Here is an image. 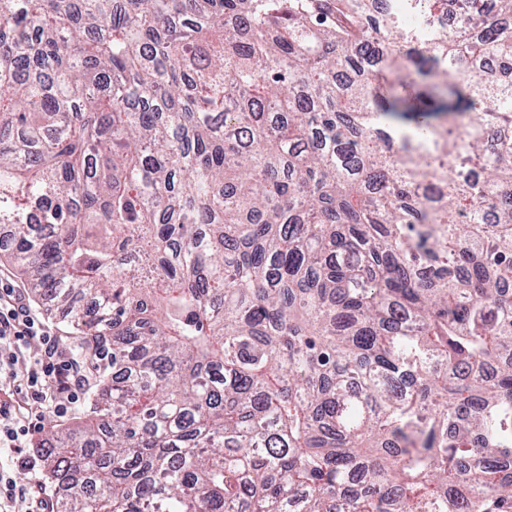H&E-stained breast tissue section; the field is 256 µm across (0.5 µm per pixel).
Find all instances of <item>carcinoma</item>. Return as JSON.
<instances>
[{
	"label": "carcinoma",
	"mask_w": 512,
	"mask_h": 512,
	"mask_svg": "<svg viewBox=\"0 0 512 512\" xmlns=\"http://www.w3.org/2000/svg\"><path fill=\"white\" fill-rule=\"evenodd\" d=\"M465 3L0 0V257L111 349L59 512H512V0Z\"/></svg>",
	"instance_id": "cac0c4a2"
}]
</instances>
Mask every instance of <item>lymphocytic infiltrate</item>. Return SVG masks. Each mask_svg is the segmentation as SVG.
I'll use <instances>...</instances> for the list:
<instances>
[{"mask_svg": "<svg viewBox=\"0 0 512 512\" xmlns=\"http://www.w3.org/2000/svg\"><path fill=\"white\" fill-rule=\"evenodd\" d=\"M41 337L43 357L27 358L23 347L27 338ZM14 345L9 364H0V376L8 366L21 365L25 378L13 379V397L0 401V447L20 450L31 425L46 414L63 416L78 409L90 384L86 369L70 358L59 341L46 330L39 313L30 305L23 289L0 277V344ZM0 498L15 512H57L58 494L35 483L27 487L0 473Z\"/></svg>", "mask_w": 512, "mask_h": 512, "instance_id": "1", "label": "lymphocytic infiltrate"}]
</instances>
